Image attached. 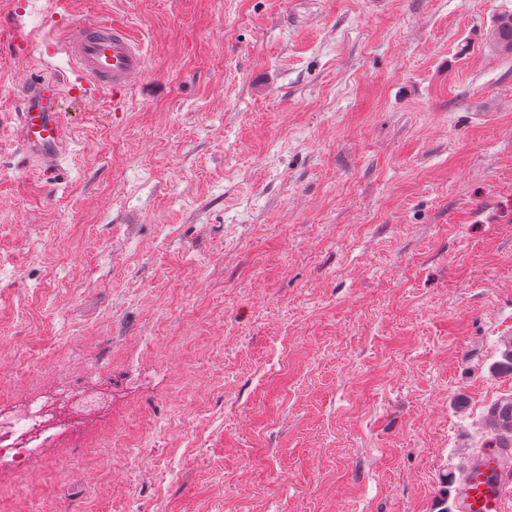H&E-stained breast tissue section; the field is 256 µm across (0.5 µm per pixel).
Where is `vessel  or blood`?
Instances as JSON below:
<instances>
[{"label": "vessel or blood", "mask_w": 512, "mask_h": 512, "mask_svg": "<svg viewBox=\"0 0 512 512\" xmlns=\"http://www.w3.org/2000/svg\"><path fill=\"white\" fill-rule=\"evenodd\" d=\"M59 50L76 75L67 88L54 78L27 82L18 114L21 143L33 161L52 162L67 147V125L59 109L63 95L126 91L147 65L142 40L123 24L72 22L62 31ZM457 512H512V448H492L476 456L459 483Z\"/></svg>", "instance_id": "1"}]
</instances>
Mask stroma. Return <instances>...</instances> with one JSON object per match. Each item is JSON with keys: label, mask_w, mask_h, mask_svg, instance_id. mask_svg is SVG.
I'll return each instance as SVG.
<instances>
[{"label": "stroma", "mask_w": 512, "mask_h": 512, "mask_svg": "<svg viewBox=\"0 0 512 512\" xmlns=\"http://www.w3.org/2000/svg\"><path fill=\"white\" fill-rule=\"evenodd\" d=\"M512 0H0V113L68 20L143 38L65 102L53 171L0 126V384L101 408L0 512H454L512 396ZM65 458L63 476L49 471ZM492 23L488 35L490 47L501 54L512 55V10H501Z\"/></svg>", "instance_id": "1"}]
</instances>
